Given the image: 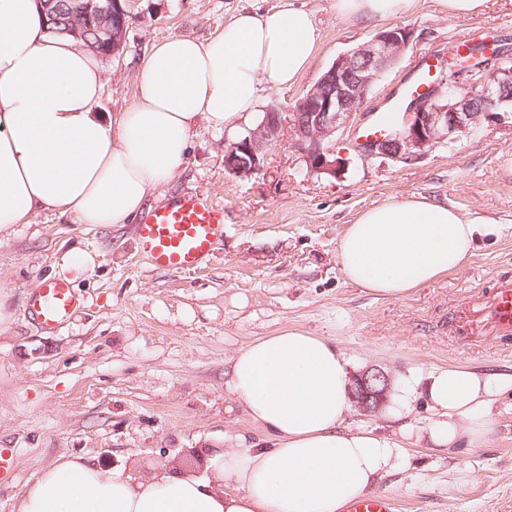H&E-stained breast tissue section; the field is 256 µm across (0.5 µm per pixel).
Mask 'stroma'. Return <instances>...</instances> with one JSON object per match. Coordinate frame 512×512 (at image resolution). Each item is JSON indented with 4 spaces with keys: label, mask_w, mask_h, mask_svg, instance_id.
Instances as JSON below:
<instances>
[{
    "label": "stroma",
    "mask_w": 512,
    "mask_h": 512,
    "mask_svg": "<svg viewBox=\"0 0 512 512\" xmlns=\"http://www.w3.org/2000/svg\"><path fill=\"white\" fill-rule=\"evenodd\" d=\"M290 4L311 12L317 53L294 81L261 85L260 113L272 105L292 112L338 55L385 26L339 15L336 0H130L124 47L100 61L98 112L111 122L134 105L140 62L169 37L205 42L241 10ZM395 22L417 39L363 111L385 109L428 57L460 36L512 44V0H487L465 17L448 15L440 0H413ZM232 140L197 120L185 163L147 201L203 194L223 207L224 236L198 268L152 264L134 225L83 224L54 209L0 232V512H16L26 488L62 455L114 469L179 461L201 475L206 461L194 449L260 439L243 411L229 409V359L285 328L335 343L351 375L376 368L395 386L448 366L512 374V332H487L473 317L512 282V120L483 121L413 164L354 155L334 177L309 174L287 132L267 150L262 172L240 179L224 165ZM399 197L452 206L483 228L463 267L388 299L350 283L337 252L362 211ZM59 277L81 304L45 329L29 307ZM492 420L488 442L475 448L442 452L413 434L406 467L376 493L397 499L399 512H512V392L494 403Z\"/></svg>",
    "instance_id": "1"
}]
</instances>
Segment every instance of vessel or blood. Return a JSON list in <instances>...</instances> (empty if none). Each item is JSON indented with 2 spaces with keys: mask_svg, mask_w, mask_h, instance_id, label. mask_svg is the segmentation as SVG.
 Here are the masks:
<instances>
[{
  "mask_svg": "<svg viewBox=\"0 0 512 512\" xmlns=\"http://www.w3.org/2000/svg\"><path fill=\"white\" fill-rule=\"evenodd\" d=\"M142 252L154 265L176 270L201 266L224 235V212L202 194L178 196L147 211L136 227ZM68 283L55 279L37 294L31 312L49 329L63 324L78 308ZM499 329L512 330V283L502 284L493 300L480 310ZM343 512H398L385 496L364 495L347 502Z\"/></svg>",
  "mask_w": 512,
  "mask_h": 512,
  "instance_id": "vessel-or-blood-1",
  "label": "vessel or blood"
}]
</instances>
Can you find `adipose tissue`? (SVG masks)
<instances>
[{"label": "adipose tissue", "mask_w": 512, "mask_h": 512, "mask_svg": "<svg viewBox=\"0 0 512 512\" xmlns=\"http://www.w3.org/2000/svg\"><path fill=\"white\" fill-rule=\"evenodd\" d=\"M410 2L336 0V10L386 20ZM317 47L311 13L292 5L239 12L205 43L170 37L140 63L135 104L108 124L95 112L96 56L73 38L48 36L36 0H0V230L42 208L85 224L130 223L184 162L197 119L235 130L252 115L259 85L295 79ZM479 232L478 221L446 205L393 199L347 226L338 260L350 282L396 299L463 266ZM348 364L334 343L300 329L256 338L232 355L227 386L269 445L207 449L203 478L178 463L125 474L62 456L17 510L339 512L399 469L412 435L407 424L396 435L346 427ZM510 389L512 376L451 366L411 376L402 392L434 411L422 432L449 451L484 443L491 406Z\"/></svg>", "instance_id": "1"}]
</instances>
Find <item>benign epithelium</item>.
<instances>
[{
    "label": "benign epithelium",
    "instance_id": "obj_1",
    "mask_svg": "<svg viewBox=\"0 0 512 512\" xmlns=\"http://www.w3.org/2000/svg\"><path fill=\"white\" fill-rule=\"evenodd\" d=\"M130 0H110L102 6L95 0H63L68 24L50 30L70 35L95 54L110 58L122 50L128 26ZM414 31L396 25L376 32L368 41L338 56L292 112L295 148L306 169L316 175L336 176L349 158L335 148L336 133L347 126L383 75L408 51ZM454 51L436 55L430 76L412 96L399 129L383 137L360 141L355 147L363 159L379 158L410 164L440 146H451L474 131L491 115L512 113V57L486 50V62L467 63L448 76ZM286 126L280 107L270 106L263 118L224 151V163L239 178L258 175L264 168L266 150L278 143ZM390 381L381 371H365L353 379L351 396L368 413L386 396Z\"/></svg>",
    "mask_w": 512,
    "mask_h": 512
}]
</instances>
